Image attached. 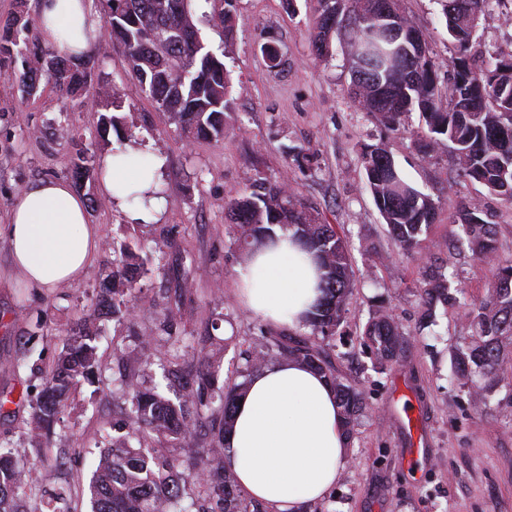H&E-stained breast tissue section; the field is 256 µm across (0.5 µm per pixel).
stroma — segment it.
<instances>
[{"mask_svg": "<svg viewBox=\"0 0 512 512\" xmlns=\"http://www.w3.org/2000/svg\"><path fill=\"white\" fill-rule=\"evenodd\" d=\"M436 63V89L448 90V63L458 53L441 21L438 0H400ZM313 0H236L232 59L233 114L223 140L186 142L167 114L146 98L127 58L108 38L90 52V93L108 87L139 138L134 150L162 161L164 205L158 218L132 220L117 205L90 210L100 242L80 281L39 292L13 278L0 240V442L39 462L48 488L67 490L70 512H89L85 489L98 449L121 436L129 404L121 387L131 381L179 393L168 384L167 351L155 350L159 320L173 309L186 336L210 337L219 383L246 381V353L278 362L268 340L307 339L309 328L273 327L250 316L236 293L244 254L226 217L229 195L257 180L300 194L345 239L355 287L337 336L326 347L344 381L363 392L367 408L347 443L336 486L303 512H512V361L504 381L478 403L470 385L453 377L452 350L468 323L464 309L437 306L420 327V287L432 264H441L471 301L484 298L500 265L512 263V200L458 176L448 150L425 151L419 113L403 116L392 131L350 99L353 66L344 43L317 57L309 39ZM481 49L512 47V0H497L476 31ZM278 48L269 68L263 45ZM101 109L66 98L51 86L30 97L0 80V221L25 186L46 178L73 179L78 149L101 162L117 142L103 130ZM389 150L404 174L436 207L421 254L404 252L387 234L365 187L362 157ZM307 160H296L298 151ZM482 205L496 226L494 259L472 257L456 240L454 220L463 203ZM142 249L149 274L132 297V319L99 324V372L72 392L53 444L37 447L28 422L45 370L71 327L85 319L99 286V271L119 263L120 246ZM385 308L400 323L396 361L377 372L360 344L372 312ZM151 365H144L145 355Z\"/></svg>", "mask_w": 512, "mask_h": 512, "instance_id": "35a3bbf8", "label": "stroma"}]
</instances>
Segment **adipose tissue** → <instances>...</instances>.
<instances>
[{"instance_id": "ef3b65f1", "label": "adipose tissue", "mask_w": 512, "mask_h": 512, "mask_svg": "<svg viewBox=\"0 0 512 512\" xmlns=\"http://www.w3.org/2000/svg\"><path fill=\"white\" fill-rule=\"evenodd\" d=\"M38 26L47 42L73 56L88 54L101 31L87 0H42ZM101 166L100 193L119 205L160 178L157 165L133 152L106 155ZM1 235L13 271L38 291L85 277L100 240L87 199L59 179L21 189ZM237 294L256 318L299 327L320 296L319 271L312 255L280 232L238 266ZM346 444L331 384L289 360L250 377L224 439L240 488L270 512H300L323 498L342 474Z\"/></svg>"}]
</instances>
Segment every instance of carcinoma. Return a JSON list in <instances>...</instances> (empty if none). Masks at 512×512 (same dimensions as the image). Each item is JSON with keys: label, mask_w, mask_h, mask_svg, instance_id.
Returning a JSON list of instances; mask_svg holds the SVG:
<instances>
[{"label": "carcinoma", "mask_w": 512, "mask_h": 512, "mask_svg": "<svg viewBox=\"0 0 512 512\" xmlns=\"http://www.w3.org/2000/svg\"><path fill=\"white\" fill-rule=\"evenodd\" d=\"M192 0H103V21L109 39L120 47L135 74L141 92L168 114L175 132L187 141L224 138L232 111L231 72L226 65L233 49L235 0H224L215 23L224 28V45L213 48L195 26ZM448 35L459 46L450 61L448 108L436 96L434 65L417 28L403 16L399 32L379 39L378 31L394 24L386 17L358 13L359 0H318L317 15L309 29L316 55H328L332 42L344 37L361 53L353 71L352 101L363 111L396 130L400 117L419 112L425 147L448 148L457 162L458 175L512 199V51L496 49L478 60L470 53L474 31L467 16L480 15L489 0H440ZM36 20L23 10L0 22V78L32 95L45 83L56 91L76 96L87 91L93 64L60 52L27 58L29 33ZM119 141L136 137L135 130L117 115L101 116ZM366 185L387 226L402 249L419 254L436 220L430 197L417 190L402 174L394 157L383 147L363 155ZM75 186L94 180L88 149L76 152ZM230 223L237 226L241 250L250 253L276 235L292 232L293 239L316 253L321 271L322 296L307 322L311 335L329 338L342 323L345 302L353 290L348 246L320 213L295 191L279 184L256 181L236 192L228 202ZM464 242L472 255L489 258L496 252V225L477 203L463 206L456 216ZM148 269L139 256L126 255L122 265L101 278L91 305L92 316H132L128 297ZM421 299L426 311L437 303L464 304L462 290L451 289L441 271L425 279ZM470 323L453 354L454 369L462 379L480 378L484 389L497 385L504 360V343L512 345V264L498 268L487 296L469 303ZM172 312L160 323L162 346L185 344L177 333ZM96 333L87 327L72 330L63 351L46 372L31 418L35 438L49 437L68 399L81 380L99 371ZM364 344L384 370L397 357L403 338L396 320L384 309L375 311L363 333ZM274 345L289 359L305 363L323 374L336 389L346 433L364 408L361 392L345 384L321 349L307 341ZM169 373L184 380L182 399L175 403L163 395L127 384L130 394L129 431L104 448L89 485L91 512H250L240 495L236 475L227 464L229 449L224 435L233 425L239 384L214 387L212 374L198 371L185 379L184 364L169 361ZM198 402L210 410L218 424V440L206 448L194 447L198 421L190 408ZM173 442L195 455V471L179 470V457L165 451ZM37 469L0 444V512H27L25 498H40L38 512H64V493L40 487Z\"/></svg>", "instance_id": "1"}]
</instances>
